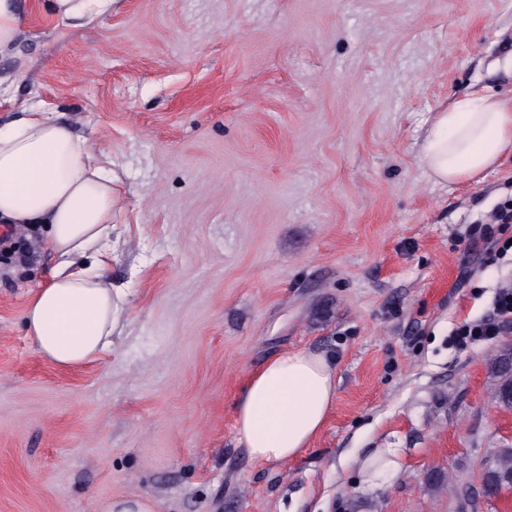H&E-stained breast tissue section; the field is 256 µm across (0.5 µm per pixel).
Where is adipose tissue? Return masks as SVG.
<instances>
[{
  "label": "adipose tissue",
  "instance_id": "adipose-tissue-1",
  "mask_svg": "<svg viewBox=\"0 0 512 512\" xmlns=\"http://www.w3.org/2000/svg\"><path fill=\"white\" fill-rule=\"evenodd\" d=\"M512 152V101L475 93L434 113L420 160L441 183L473 180ZM116 175L107 157L60 115L37 108L0 125V222L43 224L57 263L53 281L28 301V336L54 364L94 361L111 344L122 309L103 264L112 236ZM336 397L323 355L295 351L265 363L236 403L237 437L257 461H286L308 447Z\"/></svg>",
  "mask_w": 512,
  "mask_h": 512
}]
</instances>
